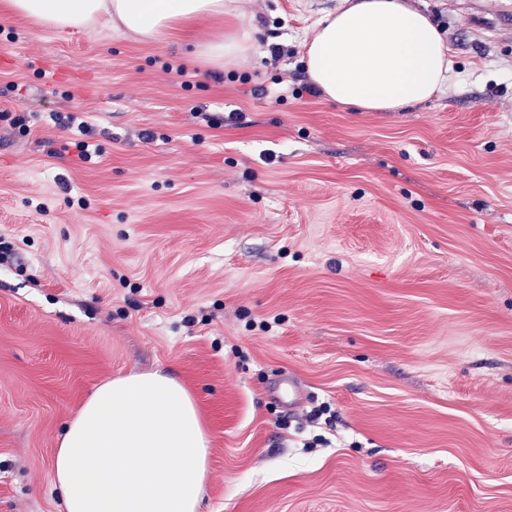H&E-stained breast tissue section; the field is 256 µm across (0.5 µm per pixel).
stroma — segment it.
Instances as JSON below:
<instances>
[{
	"label": "stroma",
	"mask_w": 512,
	"mask_h": 512,
	"mask_svg": "<svg viewBox=\"0 0 512 512\" xmlns=\"http://www.w3.org/2000/svg\"><path fill=\"white\" fill-rule=\"evenodd\" d=\"M409 2L453 71L400 112L271 104L342 0H224L153 42L0 14V512H63V423L157 369L210 439L202 512H512V0ZM219 38L248 41L220 70ZM74 109L89 162L49 119ZM273 390L281 401L288 404V408H294L306 399V393L301 383L290 372L280 375Z\"/></svg>",
	"instance_id": "35a3bbf8"
}]
</instances>
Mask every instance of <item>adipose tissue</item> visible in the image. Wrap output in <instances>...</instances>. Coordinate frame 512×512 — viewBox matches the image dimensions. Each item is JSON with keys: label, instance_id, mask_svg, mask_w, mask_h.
<instances>
[{"label": "adipose tissue", "instance_id": "ef3b65f1", "mask_svg": "<svg viewBox=\"0 0 512 512\" xmlns=\"http://www.w3.org/2000/svg\"><path fill=\"white\" fill-rule=\"evenodd\" d=\"M6 12L56 28L104 24L144 41L224 13V0H0ZM311 81L330 101L398 112L440 93L448 44L409 0H353L304 44ZM209 439L195 399L170 373L99 385L67 421L50 464L65 512H200Z\"/></svg>", "mask_w": 512, "mask_h": 512}]
</instances>
